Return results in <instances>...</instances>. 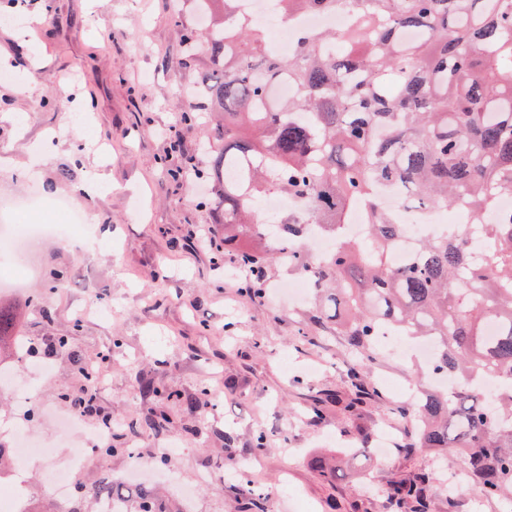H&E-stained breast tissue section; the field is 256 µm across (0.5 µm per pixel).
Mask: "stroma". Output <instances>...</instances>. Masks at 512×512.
<instances>
[{"mask_svg": "<svg viewBox=\"0 0 512 512\" xmlns=\"http://www.w3.org/2000/svg\"><path fill=\"white\" fill-rule=\"evenodd\" d=\"M173 8V0H25L17 7L0 0V197L51 186L92 218L103 241L93 251L36 243L29 259L37 277L26 291L0 293L52 367L41 379L12 347L0 352V363L38 390L40 410L26 425L42 441L55 443L53 417L68 412L80 391L76 360L111 355L109 386L96 407L111 415L119 451L75 475L61 512H99L91 489L104 475L123 485L129 440L150 464L149 489L167 512H239L254 491L262 512H304L309 501L328 512L336 499L384 512L388 481L403 464L396 449L410 407L397 387L416 378L419 362L374 347L369 381L379 398L350 420L332 405L316 418L315 400L347 395L346 368L358 360L323 304L312 292L298 303L274 296L296 276L276 259L263 271L269 294L249 300L236 252L192 244L199 230L223 241L224 217L198 203L215 188L198 177L210 162L203 150L209 121L181 120L196 74L175 62L181 28ZM83 113L91 128L79 124ZM172 127L178 155L169 152ZM30 171L32 183L23 178ZM96 173L111 188L78 195ZM86 302L109 307L111 318L77 320ZM60 336L70 338V350L56 348ZM145 379L181 402L143 395ZM163 413L169 422L155 430ZM385 432L392 448L379 455ZM171 442L178 452L159 462L158 449ZM230 453L256 461L251 476L225 477L186 499L202 471L223 470ZM320 455L336 460L330 480L310 465Z\"/></svg>", "mask_w": 512, "mask_h": 512, "instance_id": "obj_1", "label": "stroma"}]
</instances>
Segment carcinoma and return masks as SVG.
<instances>
[{
  "instance_id": "carcinoma-1",
  "label": "carcinoma",
  "mask_w": 512,
  "mask_h": 512,
  "mask_svg": "<svg viewBox=\"0 0 512 512\" xmlns=\"http://www.w3.org/2000/svg\"><path fill=\"white\" fill-rule=\"evenodd\" d=\"M282 16L328 14L352 4L343 36L301 31L288 57L272 54L262 26L237 0H194L207 24L184 26L182 64L197 68L199 102L212 113L211 164L224 189L207 200L224 212V245L247 238L243 264L260 267L267 243L299 248L288 266L336 307V330L361 356L349 370L347 412L378 397L365 382L375 336L388 326L435 343L422 375L453 380L450 392L423 391L408 417L412 436L398 453L452 448L488 499L512 500V214L493 213L512 196V0H280ZM286 80L297 89L276 107ZM399 189L417 209L466 207L470 219L420 237L409 259L391 253L403 233L381 194ZM270 194L307 209L259 217ZM359 204L364 237L346 217ZM314 224L333 249L316 264L304 246ZM483 252L470 261L471 228ZM18 315L0 306V349L17 336ZM83 414L96 398L92 369L77 361ZM439 468L404 471L389 482L396 512H437L429 496Z\"/></svg>"
}]
</instances>
